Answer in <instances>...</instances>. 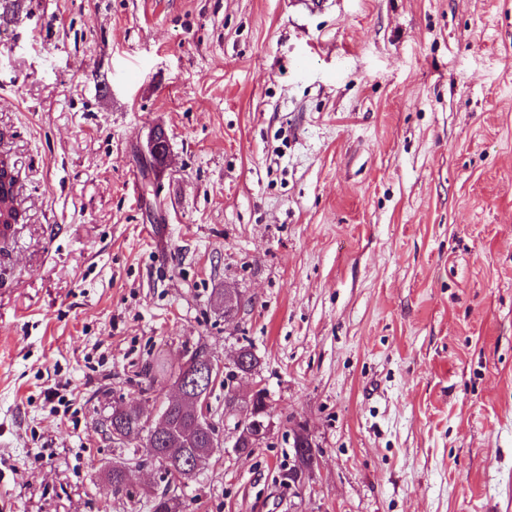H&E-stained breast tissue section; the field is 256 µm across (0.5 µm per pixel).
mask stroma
Segmentation results:
<instances>
[{
	"mask_svg": "<svg viewBox=\"0 0 512 512\" xmlns=\"http://www.w3.org/2000/svg\"><path fill=\"white\" fill-rule=\"evenodd\" d=\"M0 158V512H150L113 408L247 344L186 512H512V0H0ZM295 466L292 469L286 470L282 474V481L285 485H289V481L295 484L296 476L298 471H309L311 470L314 459L315 451L314 448H303L302 452L298 449L295 450Z\"/></svg>",
	"mask_w": 512,
	"mask_h": 512,
	"instance_id": "1",
	"label": "stroma"
}]
</instances>
